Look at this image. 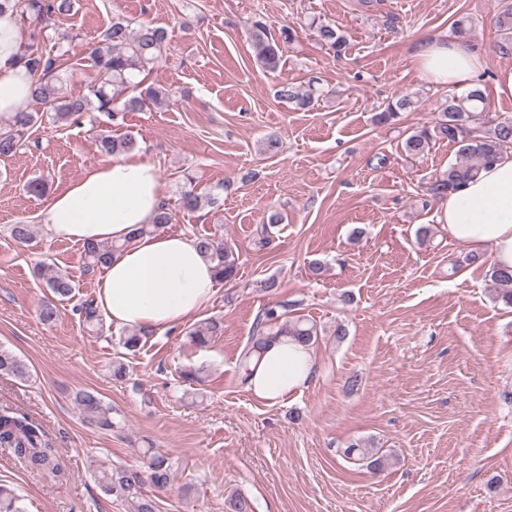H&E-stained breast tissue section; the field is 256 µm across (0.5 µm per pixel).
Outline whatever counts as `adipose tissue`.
<instances>
[{
    "label": "adipose tissue",
    "instance_id": "obj_1",
    "mask_svg": "<svg viewBox=\"0 0 512 512\" xmlns=\"http://www.w3.org/2000/svg\"><path fill=\"white\" fill-rule=\"evenodd\" d=\"M29 29L11 6L0 9V115L29 111L32 78L22 60ZM421 71L436 83L472 87L482 62L457 40H425ZM163 197L153 163L122 156L96 165L52 195L41 217L51 238L120 241L97 281V304L112 325L162 332L196 315L214 292L213 264L183 234H140ZM448 235L474 251L489 250L494 265L512 270V151L482 168L464 187L440 201ZM313 346L290 336L270 338L244 369L246 388L267 404L301 394L315 381Z\"/></svg>",
    "mask_w": 512,
    "mask_h": 512
}]
</instances>
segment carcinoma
<instances>
[{
    "label": "carcinoma",
    "mask_w": 512,
    "mask_h": 512,
    "mask_svg": "<svg viewBox=\"0 0 512 512\" xmlns=\"http://www.w3.org/2000/svg\"><path fill=\"white\" fill-rule=\"evenodd\" d=\"M9 4L19 12L22 19L44 30L56 18L70 14L73 0H0V9ZM501 32L503 43L512 45V3H506L495 20ZM251 44L258 62L268 69L278 67L283 56L282 47L296 39V32L290 26L281 28L280 38L268 35L266 24L261 20L252 22L249 31ZM318 42L341 54L346 48L345 36L332 24L315 27ZM167 32L161 27L142 24L132 28L124 20H114L100 35L99 40L90 43L88 61L98 74V80L78 93H65L55 83L58 71L66 63L64 54L43 50L35 42L27 45L23 53L28 72L36 77L32 89L33 101L54 112L55 121L67 123L83 112L94 109L112 118L142 110L149 105L159 106L170 100V92L162 86H143V81H134L149 66L158 62L165 51ZM131 87L138 94L121 102L112 95L109 87ZM277 96L294 105L298 111H308L314 105V89L302 91L290 83L280 86ZM413 100L403 96L388 103L379 119L388 121L398 112L411 107ZM486 97L479 88L470 89L460 95L451 93L441 104L438 118L430 127L411 133L404 140L402 148L412 157H419L430 150L436 141H448L457 147L459 161L448 166L439 177L427 187V195L439 200L448 192L462 187L480 168L494 162L503 152L512 149V117L490 119L480 128L475 123L485 109ZM39 120L37 112H18L0 121V156L14 155L24 143L28 132ZM103 151L112 155L131 153L137 148L131 136L115 138L108 132L99 134ZM173 221V210L162 203L153 223L145 224L139 234L152 233ZM200 251L215 264L217 279L224 281L232 277L237 267V257L224 246V241L215 236L196 238ZM118 243H86L83 245L87 267L99 268L108 264L112 254L121 250ZM487 274L495 286L494 299L512 307V272H506L492 265ZM45 287L50 292L40 309V316L46 323H52L60 315L57 303L69 300L75 291V282L66 274L48 265L42 266ZM84 322L92 327L103 324L102 315L93 303L79 308ZM281 314L275 308L266 309L259 317L255 332L251 336L252 346L246 352L251 355L263 348L270 335L292 336L305 343H313L318 337L317 325L303 318L279 324ZM222 332L221 322L212 318L199 325L192 333L193 342L204 345ZM11 374L18 378L26 376V368L9 350L0 347V374ZM86 421L103 431H110L115 425L112 406L91 391H82L76 396ZM0 447L11 450L13 455L33 470L48 474L52 479L65 477L57 459V450L45 439L38 424L24 415L0 411ZM145 468L151 482L158 487L169 484L174 463L171 458L147 449ZM348 458L366 462V466L379 470L384 466L383 457H377L367 448L351 445L345 449ZM142 472L133 469L103 470L99 476L102 490L118 498L135 500L136 512H156L155 502L140 492ZM15 493L0 486V512H22L17 505Z\"/></svg>",
    "instance_id": "carcinoma-1"
}]
</instances>
